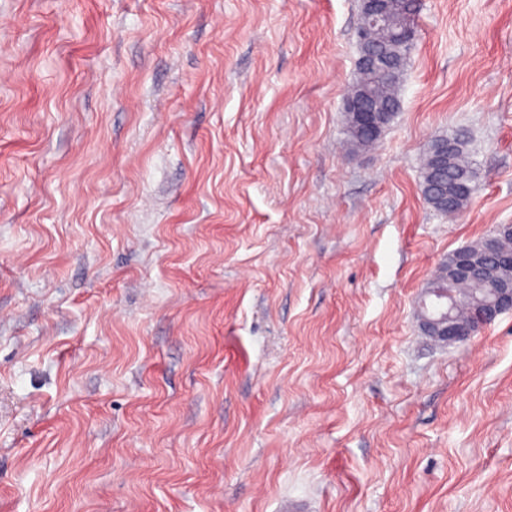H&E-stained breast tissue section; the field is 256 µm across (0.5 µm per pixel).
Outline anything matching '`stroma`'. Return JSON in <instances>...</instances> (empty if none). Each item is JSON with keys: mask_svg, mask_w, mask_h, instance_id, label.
Returning <instances> with one entry per match:
<instances>
[{"mask_svg": "<svg viewBox=\"0 0 512 512\" xmlns=\"http://www.w3.org/2000/svg\"><path fill=\"white\" fill-rule=\"evenodd\" d=\"M419 3L355 150L360 0H0V512H512V312L419 319L512 224V0ZM362 24L363 20L359 29L368 27L372 40L384 44L388 52L398 60V66L393 74H383L377 79L371 73L360 69L361 78L350 92L355 93L360 88H366L369 90L372 101L377 108L397 113L400 107L397 89L398 79L415 38V23L409 33L401 32L400 29L395 28H370L369 20H367L365 25ZM389 112H376V114L385 117L381 125L360 122L352 115L347 114L345 129L347 140L355 146L364 148L375 144L379 140L384 128L391 121L388 116ZM445 147L442 152L436 185H429L426 175L434 168L432 153L427 149L420 190L425 200L439 213L455 214L461 211L471 196L474 169L462 135L437 139Z\"/></svg>", "mask_w": 512, "mask_h": 512, "instance_id": "35a3bbf8", "label": "stroma"}]
</instances>
